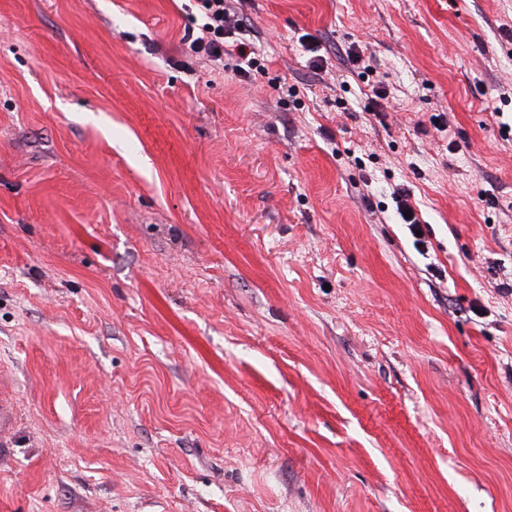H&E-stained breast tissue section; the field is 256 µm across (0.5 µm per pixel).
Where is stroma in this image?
Instances as JSON below:
<instances>
[{
  "label": "stroma",
  "mask_w": 512,
  "mask_h": 512,
  "mask_svg": "<svg viewBox=\"0 0 512 512\" xmlns=\"http://www.w3.org/2000/svg\"><path fill=\"white\" fill-rule=\"evenodd\" d=\"M232 5L0 0V512H512V0ZM206 10L207 22L199 29V34L194 37V30L189 34L191 50L204 57L207 61L217 66H224V39L236 38L238 52L248 56L253 53L250 43L245 38L246 32H251V26L246 20L233 10L224 0H201ZM410 199L411 193L409 189L400 188L396 192H394L393 200L396 204V211L400 216L401 220L404 222V224H408L409 229L416 240L415 245L418 249H420L421 247L424 246V243L426 241L424 240V231L421 225V221L418 217V213L415 207L411 204ZM404 211H410L411 218L406 217ZM415 230H419L420 232H422V235L416 236Z\"/></svg>",
  "instance_id": "stroma-1"
}]
</instances>
